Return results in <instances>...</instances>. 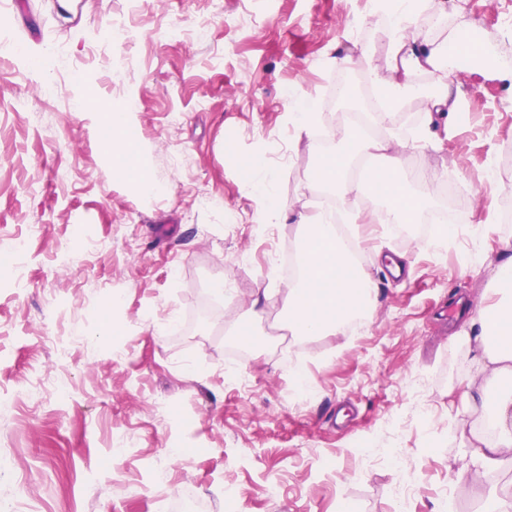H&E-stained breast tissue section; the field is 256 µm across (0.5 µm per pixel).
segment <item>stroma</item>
Returning <instances> with one entry per match:
<instances>
[{
	"mask_svg": "<svg viewBox=\"0 0 512 512\" xmlns=\"http://www.w3.org/2000/svg\"><path fill=\"white\" fill-rule=\"evenodd\" d=\"M222 2L84 0L77 17L53 0L8 4L23 54L0 61V238L26 236L30 247L22 266L0 262V400L15 405L0 410V459L11 465L0 497L34 512H166L146 488L156 471L168 476L165 493L194 485L199 512H435L443 491L448 512H482L488 496L512 497V462L470 471L465 452L488 417L461 409L473 352L458 339L512 257V223L494 220L512 191V84L460 65L453 78L467 111L423 142L415 132L442 80L417 75L421 94L403 101L378 162L397 160L426 211L437 195L412 168L454 172L468 189L466 230L435 248L419 231L359 225L377 304L357 337L301 340L316 394L300 406L269 341L274 331L290 337V282L265 259L278 246L300 249L302 230L290 218L257 236L266 199L240 161L282 141L287 161H266L273 193L293 213L312 212L308 173L320 153L288 115L307 102L325 111L329 79L347 77L362 92L370 73L391 79L389 28L368 0ZM461 8L423 5L451 27L462 15L473 21L486 57L512 54L502 25L512 0ZM119 16L136 36L107 48L122 62L114 83L90 53ZM174 22L186 42L164 40ZM53 36L63 59L44 55ZM46 78L56 81L50 99L40 91ZM87 96L117 111L124 97L137 99L133 128L160 196L114 175L94 121L75 111ZM389 256L406 258L403 278L387 276ZM18 271L20 292L6 285ZM206 280L234 288L203 319ZM261 294L257 335L234 356L235 323ZM417 375L428 419L410 392ZM125 434L131 441L114 456ZM228 485L239 491L231 504Z\"/></svg>",
	"mask_w": 512,
	"mask_h": 512,
	"instance_id": "35a3bbf8",
	"label": "stroma"
}]
</instances>
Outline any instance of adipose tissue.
Returning <instances> with one entry per match:
<instances>
[{
    "mask_svg": "<svg viewBox=\"0 0 512 512\" xmlns=\"http://www.w3.org/2000/svg\"><path fill=\"white\" fill-rule=\"evenodd\" d=\"M389 2L390 45L398 66L386 91L379 94L378 120L382 123L398 110L417 72L432 69L454 74L461 47L473 34L472 24L464 22L449 31L445 43H438L416 32V0ZM77 110L82 115L89 111L106 112L103 127L109 132L108 145L115 170L140 187H152L150 174L129 137L128 113L107 112L105 103L95 100L79 102ZM333 136L340 140L343 149L317 164L319 179L346 194L360 193L364 183L375 184L380 195L388 200L385 208L369 214H350V223H413L418 202L407 199L398 180L382 167H373L363 183L347 177L350 149L366 154L374 149V142L356 139L348 129L336 130ZM298 222L305 231V272L288 289V326L296 336L343 332L347 318L370 311L375 285L365 273L353 271L332 224L319 215H302ZM498 281L501 298L488 311L478 312L465 333L466 341L474 347L475 373L463 395V408L468 412L491 409L497 431L494 442L480 441L474 446L473 459L483 471L499 468L505 458L512 456V390L501 386L503 380L512 377V259L502 264Z\"/></svg>",
    "mask_w": 512,
    "mask_h": 512,
    "instance_id": "ef3b65f1",
    "label": "adipose tissue"
}]
</instances>
